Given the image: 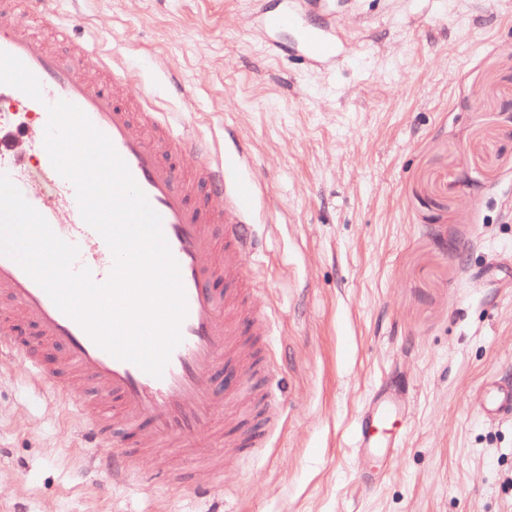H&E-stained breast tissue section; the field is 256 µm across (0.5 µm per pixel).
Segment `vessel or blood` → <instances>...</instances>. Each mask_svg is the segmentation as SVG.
Listing matches in <instances>:
<instances>
[{
    "label": "vessel or blood",
    "instance_id": "vessel-or-blood-1",
    "mask_svg": "<svg viewBox=\"0 0 512 512\" xmlns=\"http://www.w3.org/2000/svg\"><path fill=\"white\" fill-rule=\"evenodd\" d=\"M304 2L302 10H261L260 29L279 54L315 68L329 66L343 54L335 13L327 9L328 0ZM28 16L40 18L60 48L27 31ZM91 55L95 68H84L82 59ZM1 94L16 107L37 111L41 125L48 105L69 101L108 137L161 217L187 312L181 342L157 378L101 348L15 260L0 256V298L9 304L0 315V358L20 360L52 390L84 389L81 437L103 448L97 465L112 479H125L143 454L168 482L184 476L173 459L177 452L196 458L201 470L222 471L226 451L217 410L228 399L248 404L264 376L274 373L238 345L239 337L271 332L267 318L249 306L240 278L258 249L250 227L251 182L230 178L241 166L240 150L218 157L209 141L175 130L152 106L148 91H133L112 55L73 40L71 25L58 20L55 0H0ZM41 125L25 128L10 113H0V174L9 176L61 239L78 247L74 271L89 270L94 282L105 283L114 255L83 220L73 183L53 168ZM30 154L37 159L35 175L25 165ZM480 404L493 415L511 412L512 390L489 388ZM401 412L393 395L375 396L353 428L355 448L386 456L398 445L392 428Z\"/></svg>",
    "mask_w": 512,
    "mask_h": 512
}]
</instances>
